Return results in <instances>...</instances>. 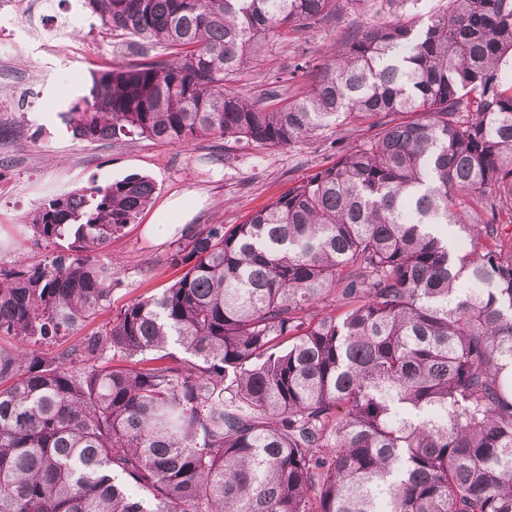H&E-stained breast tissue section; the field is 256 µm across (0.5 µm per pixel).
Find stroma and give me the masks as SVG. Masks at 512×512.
Listing matches in <instances>:
<instances>
[{"mask_svg": "<svg viewBox=\"0 0 512 512\" xmlns=\"http://www.w3.org/2000/svg\"><path fill=\"white\" fill-rule=\"evenodd\" d=\"M47 9L78 15L79 23L54 28L49 17L18 14L11 31L0 34V99L14 102L0 112V264L43 258L45 244L34 241L23 217L54 192L91 185L105 186L138 174L156 185L151 204L128 233L113 240L105 257L120 283L110 308L87 324L90 335L133 299L161 293L181 274L170 266L171 238L147 232L167 200L190 195L195 201L192 224L243 223L248 216L312 169L335 162L339 152L364 130L342 123L303 145L265 148L204 138L186 147L157 141H84L67 131L61 118L71 100L87 93L93 74L115 61H130L121 41L112 39L84 0H47ZM375 0H341L313 30L276 41L259 65L229 77L228 84L248 94L276 85L282 96L296 99L310 87V77L289 78L294 61L320 64L338 41L372 21ZM76 40L88 44L81 55L63 57L55 45Z\"/></svg>", "mask_w": 512, "mask_h": 512, "instance_id": "stroma-1", "label": "stroma"}]
</instances>
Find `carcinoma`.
<instances>
[{"label": "carcinoma", "instance_id": "cac0c4a2", "mask_svg": "<svg viewBox=\"0 0 512 512\" xmlns=\"http://www.w3.org/2000/svg\"><path fill=\"white\" fill-rule=\"evenodd\" d=\"M86 2L137 60L71 101L78 139L366 134L244 223L184 225L182 275L71 346L155 185L26 214L50 251L0 266V512H512V0L362 26L294 100L224 81L336 0Z\"/></svg>", "mask_w": 512, "mask_h": 512}]
</instances>
